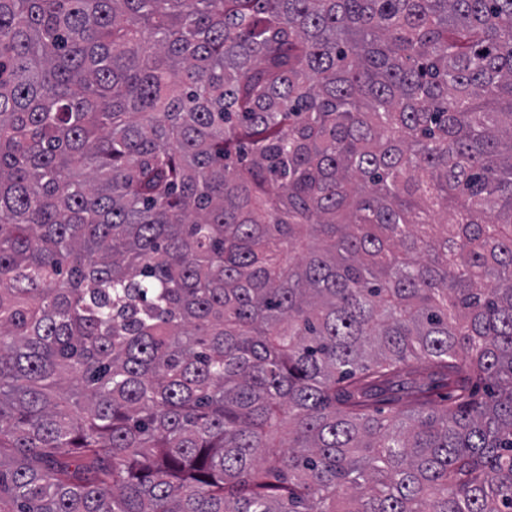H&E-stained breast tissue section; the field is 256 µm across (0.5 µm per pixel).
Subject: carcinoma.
Segmentation results:
<instances>
[{
  "label": "carcinoma",
  "instance_id": "1",
  "mask_svg": "<svg viewBox=\"0 0 512 512\" xmlns=\"http://www.w3.org/2000/svg\"><path fill=\"white\" fill-rule=\"evenodd\" d=\"M0 512H512V0H0Z\"/></svg>",
  "mask_w": 512,
  "mask_h": 512
}]
</instances>
